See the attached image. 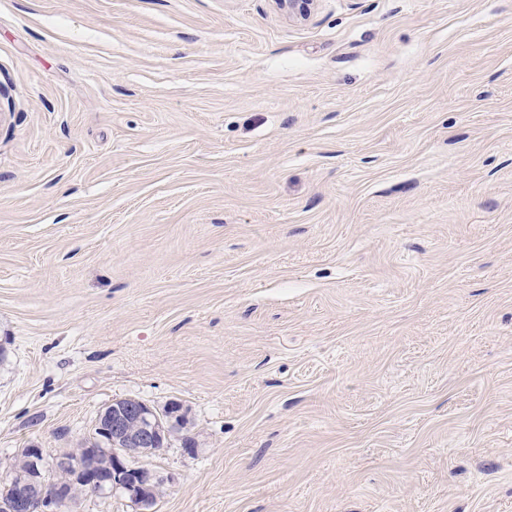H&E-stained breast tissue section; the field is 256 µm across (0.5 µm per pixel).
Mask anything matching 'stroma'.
<instances>
[{"mask_svg":"<svg viewBox=\"0 0 512 512\" xmlns=\"http://www.w3.org/2000/svg\"><path fill=\"white\" fill-rule=\"evenodd\" d=\"M124 397L157 512H512V0H0V480Z\"/></svg>","mask_w":512,"mask_h":512,"instance_id":"stroma-1","label":"stroma"}]
</instances>
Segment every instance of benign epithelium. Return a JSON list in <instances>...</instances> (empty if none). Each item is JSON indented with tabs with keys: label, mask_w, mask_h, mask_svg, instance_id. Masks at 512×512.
I'll return each instance as SVG.
<instances>
[{
	"label": "benign epithelium",
	"mask_w": 512,
	"mask_h": 512,
	"mask_svg": "<svg viewBox=\"0 0 512 512\" xmlns=\"http://www.w3.org/2000/svg\"><path fill=\"white\" fill-rule=\"evenodd\" d=\"M185 428L186 415L177 403L160 409L134 397L116 399L101 408L87 437L111 447L109 483L99 478V471L107 468L100 457H95L89 467L66 454L49 460L45 450L33 444L20 452L19 458L27 460L30 468L13 470L9 481L14 493L8 501H0V512H68L77 498L72 491L74 485L87 487L95 494L119 491L139 512H155V490L161 480L143 461L166 449L171 437ZM59 474L72 478L71 483L58 481Z\"/></svg>",
	"instance_id": "obj_1"
}]
</instances>
